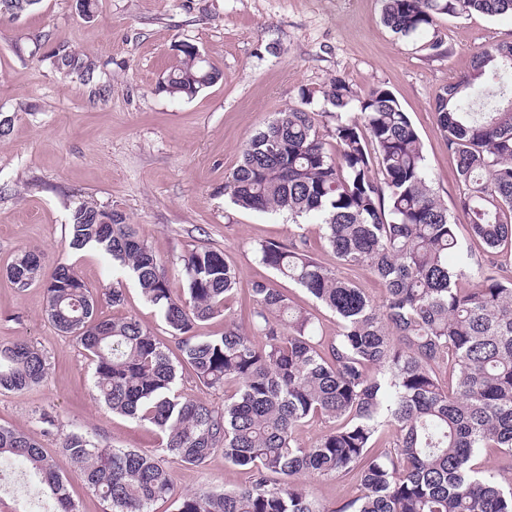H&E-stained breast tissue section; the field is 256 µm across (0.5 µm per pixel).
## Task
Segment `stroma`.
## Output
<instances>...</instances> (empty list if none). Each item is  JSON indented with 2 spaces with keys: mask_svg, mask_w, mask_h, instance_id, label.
<instances>
[{
  "mask_svg": "<svg viewBox=\"0 0 512 512\" xmlns=\"http://www.w3.org/2000/svg\"><path fill=\"white\" fill-rule=\"evenodd\" d=\"M381 12V0H98L89 19L76 0H41L19 19L0 20V112L14 118L10 136L0 140V341L31 342L50 361L41 385L0 392L1 426L28 434L51 454L74 430L124 448L161 445L153 429L94 399L93 366L75 341L57 334L42 289L20 293L6 278L16 253L27 248L42 254L46 269L73 267L94 291L122 282L124 303L100 300L99 318L132 317L169 340L158 310L111 260L70 248V216L82 202L124 213L161 259L174 290L182 288L183 255L202 247L221 251L243 286L231 309L242 328L251 325L245 286L254 280L273 282L295 305L315 310L304 289L275 277L254 251L260 242H288L292 225L235 207L224 180L245 140L273 113L299 105L301 90L315 93L313 108L322 111L319 93L333 78L361 95L378 85L394 94L422 141L463 251L484 260L456 206V161L433 101L467 73L479 47L512 41V16L440 18L436 33L446 51L432 57L417 39L385 27ZM186 42L223 74L190 99L158 89ZM61 44L97 64L98 87L50 71L45 58ZM303 233L323 265L381 296L367 269L342 265L325 247L318 225H305ZM44 412L56 419L49 434L39 421ZM170 468L179 493L232 488L246 479L220 454L201 471L176 462Z\"/></svg>",
  "mask_w": 512,
  "mask_h": 512,
  "instance_id": "stroma-1",
  "label": "stroma"
}]
</instances>
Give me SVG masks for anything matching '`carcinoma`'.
I'll use <instances>...</instances> for the list:
<instances>
[{
    "label": "carcinoma",
    "mask_w": 512,
    "mask_h": 512,
    "mask_svg": "<svg viewBox=\"0 0 512 512\" xmlns=\"http://www.w3.org/2000/svg\"><path fill=\"white\" fill-rule=\"evenodd\" d=\"M40 2L0 0V19H17ZM382 2V22L400 38L435 28L442 15L512 14V0ZM180 52L161 91L190 99L222 78L195 60L194 45ZM48 59L85 85L97 80L93 65L67 45ZM322 99L332 111L311 110L313 93L301 90L299 105L250 136L224 194L240 209L279 214L297 228L289 244L262 243L256 255L336 315L330 341L317 337L312 312L265 281L248 286L253 333L238 326L229 303L240 278L218 250L184 256V288L175 293L161 260L116 209L76 206L69 244L102 251L137 282L177 344V362L136 319H98V298L73 267L48 274L39 255L18 251L9 283L19 293L44 289L55 330L94 363V395L165 439L149 453L72 431L50 455L30 436L0 427V467L26 463L54 512H78L71 473L108 512H151L173 496L166 459L202 468L218 453L247 475L245 484L201 487L178 497L174 512H325L299 478L349 475L359 493L337 512H512V271L491 264L473 272L423 144L391 91L376 86L361 96L336 77ZM433 109L456 158L458 206L471 237L488 254L512 246V42L474 52L469 72L440 90ZM323 117L336 120L326 135ZM328 137L336 146L328 147ZM306 220L321 226L339 262L368 268L383 285L381 299L310 252L299 233ZM471 276L472 287H457ZM221 314L224 333L195 334ZM182 364L204 387L232 382L235 392L221 407L182 396ZM47 374L36 346L0 342L1 390L30 389ZM315 418L333 428L300 443L297 431ZM480 448L503 464L480 465Z\"/></svg>",
    "instance_id": "cac0c4a2"
}]
</instances>
